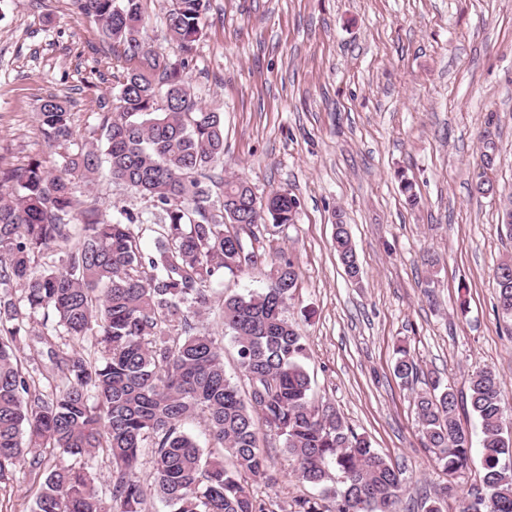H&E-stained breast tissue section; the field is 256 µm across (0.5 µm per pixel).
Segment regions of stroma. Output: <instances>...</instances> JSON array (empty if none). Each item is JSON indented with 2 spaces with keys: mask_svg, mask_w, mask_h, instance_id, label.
Here are the masks:
<instances>
[{
  "mask_svg": "<svg viewBox=\"0 0 512 512\" xmlns=\"http://www.w3.org/2000/svg\"><path fill=\"white\" fill-rule=\"evenodd\" d=\"M142 5L149 43L181 57L164 23L170 0ZM191 57L193 91L224 114L225 176L299 201L295 223L258 236L295 261L287 315L308 347L314 400L401 469L405 512L443 487L445 512H458L473 476L448 477L422 446L414 400L434 375L467 397L471 372L487 368L512 414V320L492 285L512 257V0H211ZM116 65L72 0H0V171L59 163L37 117L50 95L72 112L78 142L96 140ZM75 196L82 209L151 208L104 170ZM339 222L357 283L333 250ZM401 345L420 369L411 386L393 374ZM260 445L268 474L253 492L295 512L312 488L281 440Z\"/></svg>",
  "mask_w": 512,
  "mask_h": 512,
  "instance_id": "35a3bbf8",
  "label": "stroma"
}]
</instances>
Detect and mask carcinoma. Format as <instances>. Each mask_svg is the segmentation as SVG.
Wrapping results in <instances>:
<instances>
[{"label": "carcinoma", "instance_id": "cac0c4a2", "mask_svg": "<svg viewBox=\"0 0 512 512\" xmlns=\"http://www.w3.org/2000/svg\"><path fill=\"white\" fill-rule=\"evenodd\" d=\"M74 2L130 66L113 75L112 111L98 113L100 145L77 142L72 113L50 96L38 117L47 142L64 150L59 170L32 160L0 172V483L22 462L39 485L31 512H105L104 494L110 512H146L138 470L149 453L151 486L170 512H273L249 485L267 474L263 429L282 440L300 480L334 498L335 512H401L400 470L311 397L307 346L286 316L297 288L292 259L251 246L265 221L294 223L297 199L261 198L242 178L210 175L224 156L223 117L192 91L188 58L152 49L142 0ZM209 9V0H171L166 26L185 52L203 36ZM103 165L154 212L78 209L73 177L90 185ZM333 241L346 274L358 278L346 225H335ZM244 273L264 276L266 287L213 307L224 277ZM493 281L498 308L512 317V258ZM213 309L222 334L200 324ZM226 336L244 393L224 372ZM87 339L98 354L84 352ZM24 348L49 365L21 358ZM393 373L405 385L417 378L404 348ZM469 402L479 459L457 423L456 394L438 377L415 398L418 432L448 475L475 471L459 512H512V423L500 378L473 371ZM195 416L231 464L188 432ZM54 454L73 463L47 465ZM100 455L111 465L101 488L93 476Z\"/></svg>", "mask_w": 512, "mask_h": 512}]
</instances>
